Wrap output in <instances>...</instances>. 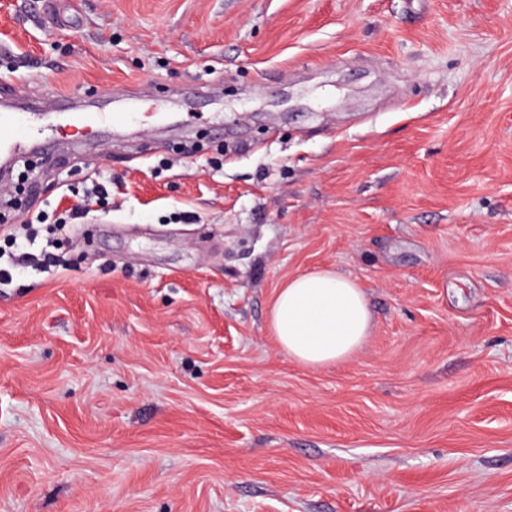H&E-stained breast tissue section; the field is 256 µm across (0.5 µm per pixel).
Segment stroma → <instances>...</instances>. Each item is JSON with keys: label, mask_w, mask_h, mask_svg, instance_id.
Returning a JSON list of instances; mask_svg holds the SVG:
<instances>
[{"label": "stroma", "mask_w": 512, "mask_h": 512, "mask_svg": "<svg viewBox=\"0 0 512 512\" xmlns=\"http://www.w3.org/2000/svg\"><path fill=\"white\" fill-rule=\"evenodd\" d=\"M48 89L139 122L0 183L63 261L0 284V512H512V0H0ZM323 265L373 326L308 368ZM371 326L365 288L331 267L288 278L270 306L269 329L281 351L312 368L349 359Z\"/></svg>", "instance_id": "obj_1"}]
</instances>
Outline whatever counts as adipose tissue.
Segmentation results:
<instances>
[{"mask_svg": "<svg viewBox=\"0 0 512 512\" xmlns=\"http://www.w3.org/2000/svg\"><path fill=\"white\" fill-rule=\"evenodd\" d=\"M371 326L365 288L330 267L288 278L270 306L269 329L281 351L312 368L349 359Z\"/></svg>", "mask_w": 512, "mask_h": 512, "instance_id": "obj_1", "label": "adipose tissue"}]
</instances>
